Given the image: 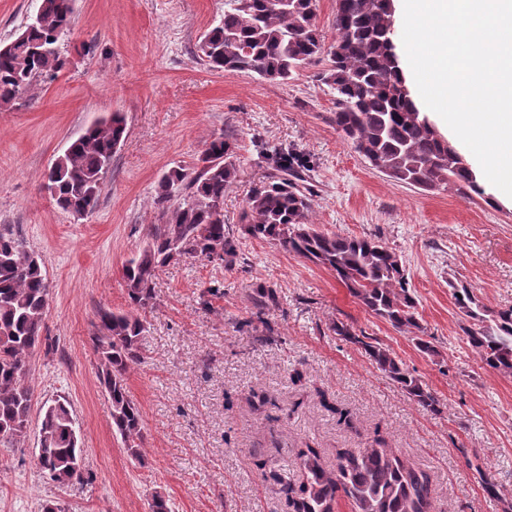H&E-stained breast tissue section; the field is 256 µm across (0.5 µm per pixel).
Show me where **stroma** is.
<instances>
[{"instance_id":"1","label":"stroma","mask_w":512,"mask_h":512,"mask_svg":"<svg viewBox=\"0 0 512 512\" xmlns=\"http://www.w3.org/2000/svg\"><path fill=\"white\" fill-rule=\"evenodd\" d=\"M224 0H75L59 50L64 67L0 106V226L45 260V338L28 359L33 390L26 436L0 447V512H38L46 499L70 512H149L153 495L173 512H291L277 470L300 482L301 448L326 468L336 452L383 437L427 468L434 512H504L512 503V374L487 368L463 331L451 282L494 310L512 306V207L426 191L373 169L343 141L336 101L317 66L288 81L210 71L200 35ZM122 113L127 136L94 213L77 219L42 187L52 160L91 123ZM236 146L240 176L224 195L238 229L272 151L292 154L322 230L377 237L396 252L437 347L421 353L409 332L371 316L322 266L258 239L227 263L187 258L161 267L128 389L143 416V464L112 429V406L93 348L99 308L125 310L122 266L161 215L155 187L169 164L189 165L218 135ZM278 304L259 309L256 286ZM342 321L391 348L429 388L438 411L418 406L358 346ZM301 382H292L293 371ZM71 402L88 458L82 492L48 482L37 466L45 403ZM353 422H340L339 410Z\"/></svg>"}]
</instances>
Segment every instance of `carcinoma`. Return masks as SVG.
<instances>
[{
    "instance_id": "cac0c4a2",
    "label": "carcinoma",
    "mask_w": 512,
    "mask_h": 512,
    "mask_svg": "<svg viewBox=\"0 0 512 512\" xmlns=\"http://www.w3.org/2000/svg\"><path fill=\"white\" fill-rule=\"evenodd\" d=\"M75 0H40L20 34L0 40V106L23 95L33 80L64 65L59 42L70 32ZM224 0V16L198 44L209 69L248 71L267 80L286 81L321 56L329 58L319 80L336 98L334 122L343 139L368 163L389 177L427 190L450 186L486 200L472 167L461 164L457 149L411 105L392 54L391 0H336V38L326 44L316 22V0ZM127 136L120 112L95 123L71 141L52 162L45 189L64 211L84 218L97 206L116 147ZM232 140L213 138L190 166L177 163L160 178L154 205L163 223L149 229L145 245L123 266L128 311L97 312L94 350L100 383L112 404V429L129 456L141 463L142 416L129 395L126 375L141 362V313L153 307L157 271L187 257L229 258L234 233L224 226V194L238 180ZM304 177L288 156L276 159V173L255 185L247 199L239 232L269 241L334 273L366 309L396 329L415 334L417 348L439 351L423 339L416 300L399 256L375 237H350L320 230L311 222L312 200ZM454 299L470 320L467 340L483 364L512 374V308L493 310L464 284L450 283ZM49 284L41 255L23 238L0 230V447L13 448L30 423L31 388L27 360L42 341L49 306ZM336 335L359 346L386 378L420 406L436 410L438 401L390 348L367 339L342 322ZM40 419L42 477L62 486L84 484L85 460L73 438L74 414L58 398ZM302 481L283 487L292 512H334L348 501L354 512H432L430 473L375 439L363 448L337 451L336 469H326L316 449L297 454Z\"/></svg>"
}]
</instances>
